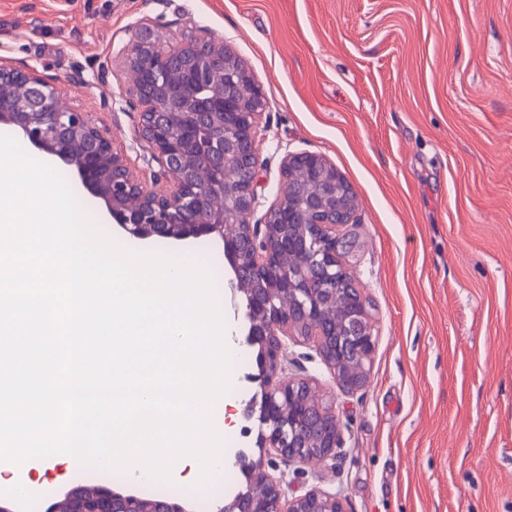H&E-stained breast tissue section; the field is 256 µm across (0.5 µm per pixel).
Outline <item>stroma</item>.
<instances>
[{
  "label": "stroma",
  "mask_w": 512,
  "mask_h": 512,
  "mask_svg": "<svg viewBox=\"0 0 512 512\" xmlns=\"http://www.w3.org/2000/svg\"><path fill=\"white\" fill-rule=\"evenodd\" d=\"M141 22L172 45L223 39L261 83L252 223L290 152L325 155L356 195L370 382L344 391L313 348L287 343L290 373L314 379L343 426L336 459L277 462L287 495L339 492L349 512H512V0H0V61L60 79L64 103L163 189L117 55ZM149 245L224 253L215 235ZM219 268L226 333L245 335L232 267Z\"/></svg>",
  "instance_id": "35a3bbf8"
}]
</instances>
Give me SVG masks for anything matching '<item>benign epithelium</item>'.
Instances as JSON below:
<instances>
[{
  "instance_id": "benign-epithelium-1",
  "label": "benign epithelium",
  "mask_w": 512,
  "mask_h": 512,
  "mask_svg": "<svg viewBox=\"0 0 512 512\" xmlns=\"http://www.w3.org/2000/svg\"><path fill=\"white\" fill-rule=\"evenodd\" d=\"M210 52L193 44L160 51L141 26L122 49L141 106L140 136L171 180L147 188L87 112L63 105L58 79L30 65L0 61V123L18 128L37 150L72 168L104 202L114 223L138 239L186 240L217 234L232 255L234 288L244 296L247 343L262 360L264 400L257 417L260 454L250 461L253 484L220 512H347L340 493L317 488L287 498L283 479L269 472L275 457L288 464L325 463L342 445L332 406L311 381L287 373L282 338L312 345L347 390L368 383L376 344L367 297L355 286L348 258L355 241L356 197L324 155L288 153L283 186L262 224L250 223L257 204L256 172L266 101L247 66L223 40ZM250 86V103L237 94ZM45 512H184L163 498L90 484L51 496Z\"/></svg>"
}]
</instances>
